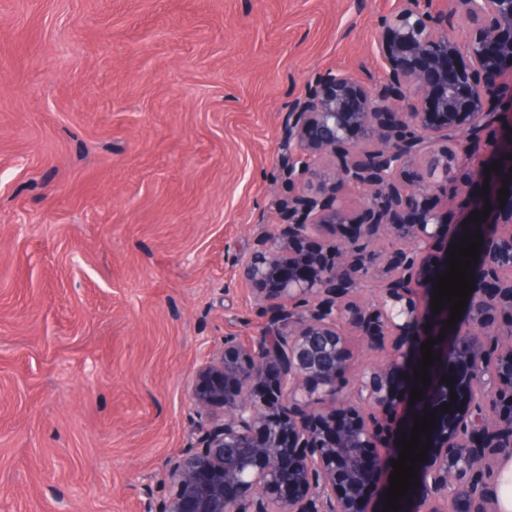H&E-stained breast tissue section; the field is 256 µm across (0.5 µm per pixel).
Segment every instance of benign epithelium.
<instances>
[{
    "instance_id": "benign-epithelium-1",
    "label": "benign epithelium",
    "mask_w": 512,
    "mask_h": 512,
    "mask_svg": "<svg viewBox=\"0 0 512 512\" xmlns=\"http://www.w3.org/2000/svg\"><path fill=\"white\" fill-rule=\"evenodd\" d=\"M382 80L327 72L288 110L281 162L283 223L257 225L236 258L266 322L235 336L190 381L195 446L170 460L159 512H369L372 482L400 446L387 413L435 410L419 464L413 512H503L512 466V178L468 204H490L496 230L482 238L479 267L453 342L424 312L430 251L475 228L447 224L430 201L453 204L483 186L487 169L512 155V99L498 88L512 64V0H399L382 17ZM350 186L364 213L341 201ZM326 225L336 235L319 238ZM356 335L368 361L355 354ZM436 361L421 400L409 403L396 375L417 385L428 338ZM454 378L455 384L442 381ZM457 395L451 404L450 393ZM451 405L447 413L441 404Z\"/></svg>"
}]
</instances>
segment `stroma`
Masks as SVG:
<instances>
[{"mask_svg":"<svg viewBox=\"0 0 512 512\" xmlns=\"http://www.w3.org/2000/svg\"><path fill=\"white\" fill-rule=\"evenodd\" d=\"M398 0H0V512H145L194 367L264 321L235 257L328 71Z\"/></svg>","mask_w":512,"mask_h":512,"instance_id":"obj_1","label":"stroma"}]
</instances>
